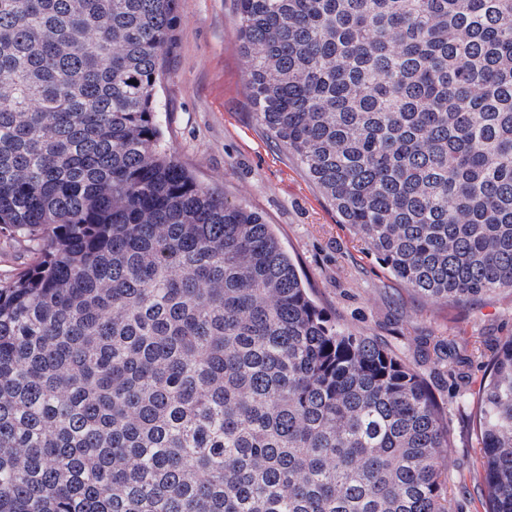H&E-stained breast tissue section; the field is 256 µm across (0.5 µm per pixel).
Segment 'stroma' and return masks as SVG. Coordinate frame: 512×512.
<instances>
[{"mask_svg": "<svg viewBox=\"0 0 512 512\" xmlns=\"http://www.w3.org/2000/svg\"><path fill=\"white\" fill-rule=\"evenodd\" d=\"M234 19V0H179L158 92L163 148L201 183L222 189L274 225L315 302L342 329L375 338L426 379L445 404L453 435L445 470L455 508L483 512L484 496L469 473L478 453L472 413L486 366L464 363L453 375L435 364L433 349L448 344L460 352L475 337L491 345L512 336V292L454 306L397 282L340 224L296 158L256 122ZM39 258L38 240L0 234L1 282Z\"/></svg>", "mask_w": 512, "mask_h": 512, "instance_id": "35a3bbf8", "label": "stroma"}]
</instances>
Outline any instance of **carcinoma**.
I'll return each instance as SVG.
<instances>
[{"mask_svg": "<svg viewBox=\"0 0 512 512\" xmlns=\"http://www.w3.org/2000/svg\"><path fill=\"white\" fill-rule=\"evenodd\" d=\"M178 0H0V512H454L424 379L160 146ZM257 122L389 273L512 290V0H236ZM474 417L512 512V336ZM38 240L12 233L0 234V281L17 278L40 258Z\"/></svg>", "mask_w": 512, "mask_h": 512, "instance_id": "carcinoma-1", "label": "carcinoma"}]
</instances>
